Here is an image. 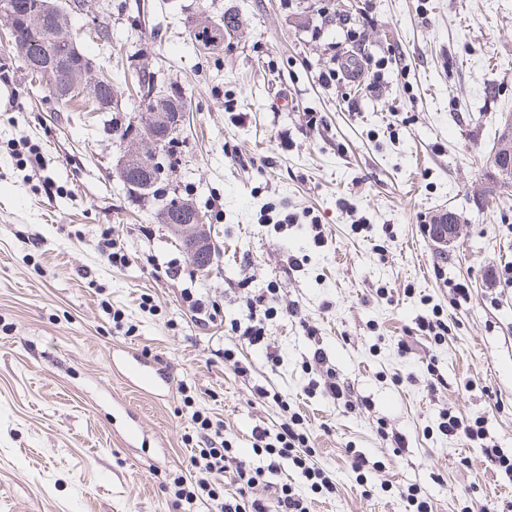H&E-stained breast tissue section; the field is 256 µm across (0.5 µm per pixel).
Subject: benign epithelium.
I'll return each instance as SVG.
<instances>
[{
	"label": "benign epithelium",
	"mask_w": 512,
	"mask_h": 512,
	"mask_svg": "<svg viewBox=\"0 0 512 512\" xmlns=\"http://www.w3.org/2000/svg\"><path fill=\"white\" fill-rule=\"evenodd\" d=\"M0 15L8 20L15 46L23 48V42L19 39L21 35L27 41L41 44L39 57L34 58L27 53L24 57L32 70L50 80L56 98L68 100L85 92L86 77L94 74L95 67L81 53L69 54L72 34L63 24L57 0H0ZM94 100L101 111L112 110V86L109 80H97ZM182 122L183 112L179 106L173 112L141 113L142 128L162 131L164 135L155 136L154 142L147 146L139 139L133 140V155L126 156L117 171L126 187L130 188L138 181L149 185L167 179L168 168L164 162L167 141L176 136ZM491 163L496 170L497 180L512 186V115L508 117L504 129L501 149L491 157ZM163 206L165 212L177 219L175 225L186 228L188 258L202 257L205 244L196 235V229L202 223L198 211L178 194H165ZM458 224V215L450 211L434 219L433 224L429 225V232L435 241L446 244L455 236Z\"/></svg>",
	"instance_id": "7a95c632"
}]
</instances>
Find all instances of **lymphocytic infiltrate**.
Segmentation results:
<instances>
[{
  "label": "lymphocytic infiltrate",
  "instance_id": "1",
  "mask_svg": "<svg viewBox=\"0 0 512 512\" xmlns=\"http://www.w3.org/2000/svg\"><path fill=\"white\" fill-rule=\"evenodd\" d=\"M183 404L198 446L189 459L190 476L181 475L173 480L176 502L193 505L210 500L215 502L218 512H310L308 498L296 492L291 483L270 482V475L277 473L284 462L301 474L312 493L335 494L336 484L316 462L311 437L302 427L299 414H291L288 420L280 423L277 431L253 430V451L264 455L267 461L266 467L262 468L240 458L237 449L225 440L221 426L215 425L203 410L197 409L193 396L184 395ZM438 430L448 437L465 438L481 448L486 458L500 470L512 472V457L489 444L481 422H468L445 412L441 415ZM228 483L236 488L230 496L224 493Z\"/></svg>",
  "mask_w": 512,
  "mask_h": 512
}]
</instances>
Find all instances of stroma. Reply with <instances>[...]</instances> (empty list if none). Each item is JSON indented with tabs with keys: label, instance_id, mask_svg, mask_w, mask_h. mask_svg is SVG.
<instances>
[{
	"label": "stroma",
	"instance_id": "35a3bbf8",
	"mask_svg": "<svg viewBox=\"0 0 512 512\" xmlns=\"http://www.w3.org/2000/svg\"><path fill=\"white\" fill-rule=\"evenodd\" d=\"M89 2L91 15L70 23L112 79L109 112L79 100L59 107L31 82L0 18V512H182L170 490L192 448L182 382L257 465L251 431L283 412L254 386L303 415L336 483L311 512H406L410 487L433 512H512V474L438 430L446 411L482 421L512 457V191L490 167L494 134L512 114V0ZM226 15L238 25L221 49L191 39L196 23ZM93 16L107 37L89 31ZM346 54L363 63L357 82L324 84ZM142 69L184 92L169 184L203 218L212 257L203 271L156 204L117 175ZM30 144L44 152L36 172L23 161ZM270 204L309 213L323 246L266 227ZM450 210L459 225L443 250L428 226ZM361 221L370 231H353ZM107 227L129 266L102 260ZM291 252L301 261L293 271ZM453 281L471 292L459 309ZM186 288L215 305L213 321L186 316ZM261 288L300 306L265 322L275 368L238 333ZM145 294L155 310L142 307ZM435 306L443 344L416 331ZM222 347L250 374L217 357ZM318 348L348 404L307 394L304 363ZM134 353L169 383L129 377ZM130 421L142 429L132 447L122 436ZM354 451L368 460L360 476Z\"/></svg>",
	"mask_w": 512,
	"mask_h": 512
}]
</instances>
